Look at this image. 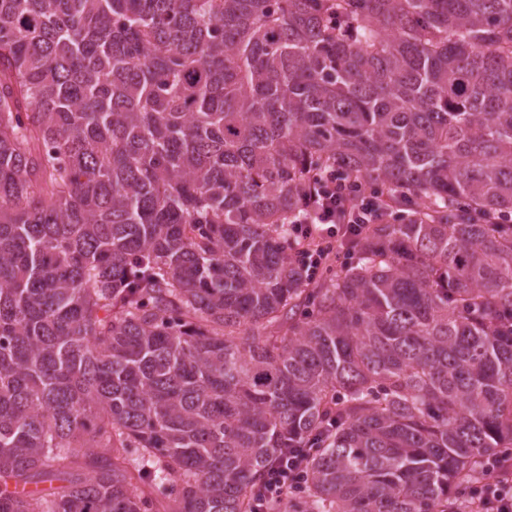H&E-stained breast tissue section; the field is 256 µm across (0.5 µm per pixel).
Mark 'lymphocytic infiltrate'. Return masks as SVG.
<instances>
[{"label":"lymphocytic infiltrate","instance_id":"obj_1","mask_svg":"<svg viewBox=\"0 0 512 512\" xmlns=\"http://www.w3.org/2000/svg\"><path fill=\"white\" fill-rule=\"evenodd\" d=\"M395 195L381 187H367L327 170L313 174L301 200L302 216L293 234V260L315 280L335 258L347 255L348 243L364 225L394 219ZM306 448L286 449L268 471L265 482L253 492L256 512L266 502L283 500L301 491L306 481ZM479 512H512V459L498 458L486 466V475L471 492Z\"/></svg>","mask_w":512,"mask_h":512}]
</instances>
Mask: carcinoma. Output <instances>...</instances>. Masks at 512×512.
<instances>
[{
	"label": "carcinoma",
	"instance_id": "cac0c4a2",
	"mask_svg": "<svg viewBox=\"0 0 512 512\" xmlns=\"http://www.w3.org/2000/svg\"><path fill=\"white\" fill-rule=\"evenodd\" d=\"M332 168L404 217L309 288ZM510 209L512 0H0V512H255L311 446L269 512H475ZM314 448H287L268 471L265 482L253 492L254 508L265 510L271 500L281 501L288 493L299 492L306 481L307 459Z\"/></svg>",
	"mask_w": 512,
	"mask_h": 512
}]
</instances>
